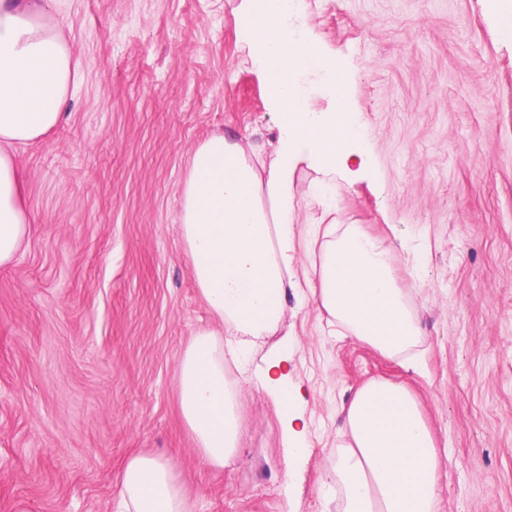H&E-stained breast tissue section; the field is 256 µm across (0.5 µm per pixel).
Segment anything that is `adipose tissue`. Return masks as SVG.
<instances>
[{
    "label": "adipose tissue",
    "instance_id": "obj_1",
    "mask_svg": "<svg viewBox=\"0 0 512 512\" xmlns=\"http://www.w3.org/2000/svg\"><path fill=\"white\" fill-rule=\"evenodd\" d=\"M57 0H0V267L28 235L17 151L61 121L79 78L70 25ZM298 0H251L239 17L250 52L269 86L279 139L264 156L249 140L215 134L196 146L181 189L184 249L214 319L195 333L178 367L180 410L200 461L223 468L243 427L238 389L224 379L225 354H239L279 326L287 311L293 226L302 208L293 192L299 164L326 176L348 171L359 131L347 117L349 87L340 60L301 36ZM316 72L332 105L308 106L298 78ZM315 297L357 340L400 359L422 329L406 289L393 275L389 248L357 224H327ZM287 352L270 354L263 388L283 413L291 459L305 455L307 424L292 409ZM442 460L416 399L402 386L372 381L346 410L343 443L326 474L342 512H438ZM111 512H194L172 463L138 452L125 461Z\"/></svg>",
    "mask_w": 512,
    "mask_h": 512
}]
</instances>
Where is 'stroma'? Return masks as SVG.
I'll use <instances>...</instances> for the list:
<instances>
[{
	"label": "stroma",
	"mask_w": 512,
	"mask_h": 512,
	"mask_svg": "<svg viewBox=\"0 0 512 512\" xmlns=\"http://www.w3.org/2000/svg\"><path fill=\"white\" fill-rule=\"evenodd\" d=\"M244 6L65 0L80 80L61 122L18 151L32 223L0 268V512H109L136 451L172 462L196 512H341L322 481L345 407L374 380L418 400L443 459L440 512H512V40L495 0H301L298 28L341 58L364 129L362 164L323 201L391 250L424 336L392 359L336 325L313 295L322 212H302L279 328L245 362L224 358L240 449L199 464L176 374L211 317L181 187L212 134L266 154L279 136ZM283 347L310 450L291 464L257 380Z\"/></svg>",
	"instance_id": "obj_1"
}]
</instances>
